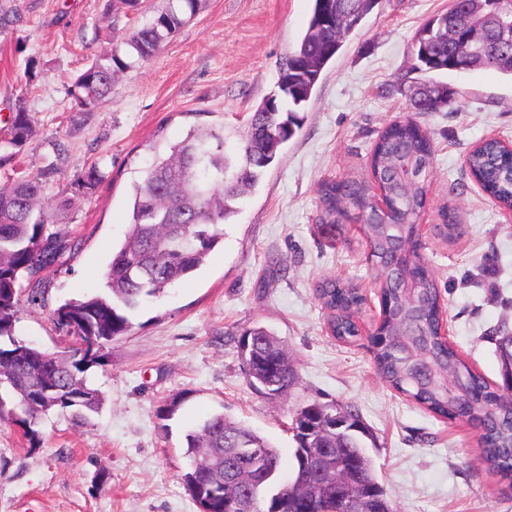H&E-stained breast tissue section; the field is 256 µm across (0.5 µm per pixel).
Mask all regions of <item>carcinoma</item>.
<instances>
[{"instance_id": "1", "label": "carcinoma", "mask_w": 512, "mask_h": 512, "mask_svg": "<svg viewBox=\"0 0 512 512\" xmlns=\"http://www.w3.org/2000/svg\"><path fill=\"white\" fill-rule=\"evenodd\" d=\"M203 0H165L150 20L133 28L123 41L102 48L67 88L70 111L92 112L111 91L116 77L161 50L200 10ZM380 0H350L352 18L332 33L327 12L336 0H313L307 29L279 72V93L264 99L238 135L235 152L226 151L224 128L190 130L155 154L131 194V218L123 242L112 249L105 273L106 292L69 300L54 310V321L73 344L52 354L16 335L26 280L39 293L40 274L62 261L75 245L49 231L54 222L38 176L22 175L0 184V387L10 389L14 406L0 416L20 411L18 421L30 443L38 441L37 425L51 411H72L79 417L98 410L101 392L85 373L103 364L112 343L133 330L131 313L143 301L163 296L188 274L204 265L224 238V222L235 213L231 202L245 189L253 190L265 170L280 158L284 145L300 130L315 87L347 38L361 28ZM487 4L467 0L427 21L416 33L413 70L438 83L436 77L465 72L456 58L460 45L475 30L494 45L493 60L475 59L474 69H491L512 77V35L503 37L485 21ZM456 98L431 97L411 102L416 112H441ZM36 134L25 103L15 104L10 125L0 142V170L14 168L16 156ZM435 146L430 132L412 121L387 126L374 146L370 171L391 201L390 215L381 216L372 183L344 181L320 185L321 221L336 222L339 203L348 199L361 220L360 229L373 256L372 279L385 306V321L372 350L382 378L429 413L448 420L479 425L478 462L501 481L512 482V332L495 338L502 384L491 387L438 333L441 307L435 277L425 259L419 266L396 268V251L404 244L424 207L427 169ZM469 167L485 191L502 208L512 207V153L497 141L483 140L469 154ZM317 294L328 312V326L340 340L355 336V288L325 279ZM278 342L270 329L251 325L239 331L237 348L253 346V368L275 386L263 391L273 399L298 383L296 368L272 347ZM182 401L159 405L162 421L174 419ZM293 466L288 481L279 480L280 452L249 426L215 412L184 432L185 452L200 466L183 474L184 485L198 512H224V497L234 491V479L245 474L271 478L253 512H270L273 500L288 503L285 512H336L349 486L359 483L373 503L372 512H394L366 449L376 438L359 413L348 407L308 404L295 412ZM336 443L325 465L327 474L313 470L307 449ZM265 451L263 465L236 452L241 443Z\"/></svg>"}]
</instances>
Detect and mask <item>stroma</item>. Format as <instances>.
Returning a JSON list of instances; mask_svg holds the SVG:
<instances>
[{
  "mask_svg": "<svg viewBox=\"0 0 512 512\" xmlns=\"http://www.w3.org/2000/svg\"><path fill=\"white\" fill-rule=\"evenodd\" d=\"M163 0L113 17L110 0H0V132L25 102L38 135L19 171L44 177L50 204L71 205L52 224L75 254L44 271V294L23 300L19 338L57 353L72 340L52 312L62 302L102 293L113 247L124 238L130 191L155 146L193 127H223L228 148L252 110L277 93L279 69L305 32L311 0H205L149 63L125 72L107 102L70 112L66 88L103 42L145 23ZM448 0H381L322 73L300 130L254 191L238 199L224 241L206 265L144 302L134 328L89 370L104 402L88 422L52 412L30 447L16 420L0 418V512H198L183 475V433L221 411L256 429L293 463L288 427L295 410L319 402L356 409L375 433L374 466L395 512H512V488L476 460L477 433L412 403L377 373L367 336L381 313L368 248L354 219L319 220L326 180L366 181L371 150L390 122L414 116L431 132L435 158L423 214L422 253L441 293L448 335L490 385L501 381L491 338L512 328V223L471 178L465 158L489 135L512 140V80L492 70L448 76L453 108L411 113L413 37ZM98 164L102 181L80 180ZM458 229L439 231L443 210ZM335 277L358 288L361 336L327 331L318 283ZM259 324L284 341L299 383L270 399L250 383L238 355L240 327ZM180 398L162 424L161 402ZM108 468L107 480L97 477Z\"/></svg>",
  "mask_w": 512,
  "mask_h": 512,
  "instance_id": "stroma-1",
  "label": "stroma"
}]
</instances>
